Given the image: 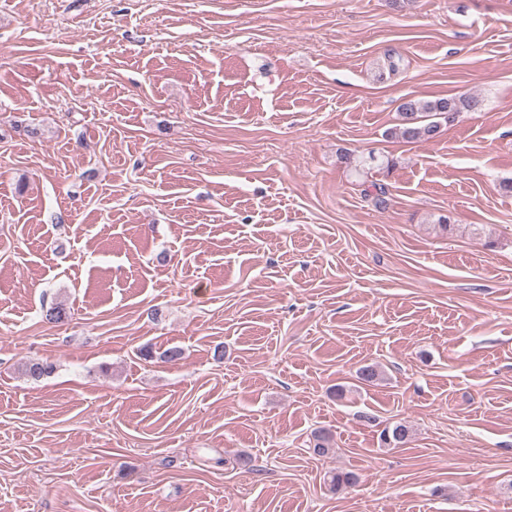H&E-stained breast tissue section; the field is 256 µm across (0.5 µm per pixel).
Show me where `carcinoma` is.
<instances>
[{
	"label": "carcinoma",
	"instance_id": "cac0c4a2",
	"mask_svg": "<svg viewBox=\"0 0 512 512\" xmlns=\"http://www.w3.org/2000/svg\"><path fill=\"white\" fill-rule=\"evenodd\" d=\"M482 100L476 95L441 97L435 99L407 98L399 106L398 124L391 135L406 141L434 140L442 135L443 128L451 125L459 113L476 111ZM53 371V365L40 361H27L21 365V373L32 381H38ZM412 430L405 422H397L381 430L382 445L398 448L408 443ZM357 481L351 472H336L330 477V489L339 491Z\"/></svg>",
	"mask_w": 512,
	"mask_h": 512
}]
</instances>
